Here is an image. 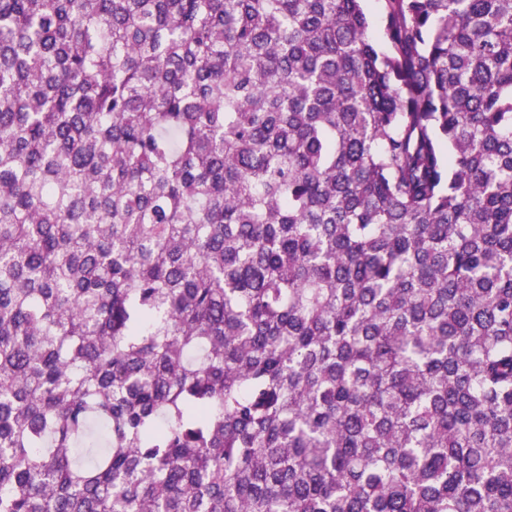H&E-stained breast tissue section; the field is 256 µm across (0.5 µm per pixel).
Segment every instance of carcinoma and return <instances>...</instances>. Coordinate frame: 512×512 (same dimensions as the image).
Segmentation results:
<instances>
[{
    "label": "carcinoma",
    "mask_w": 512,
    "mask_h": 512,
    "mask_svg": "<svg viewBox=\"0 0 512 512\" xmlns=\"http://www.w3.org/2000/svg\"><path fill=\"white\" fill-rule=\"evenodd\" d=\"M0 0V512H512V0Z\"/></svg>",
    "instance_id": "cac0c4a2"
}]
</instances>
